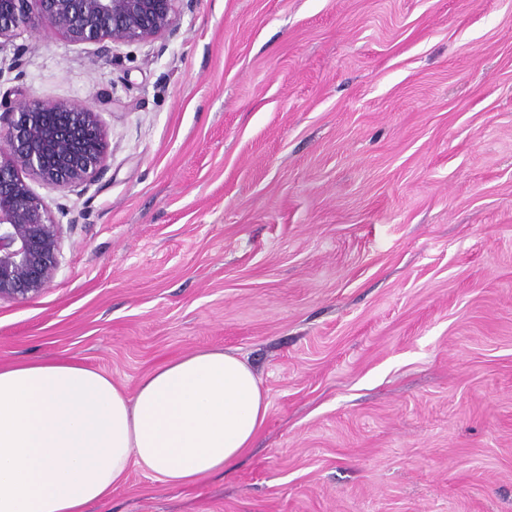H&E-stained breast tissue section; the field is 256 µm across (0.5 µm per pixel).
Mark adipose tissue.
Returning <instances> with one entry per match:
<instances>
[{"instance_id":"obj_1","label":"adipose tissue","mask_w":512,"mask_h":512,"mask_svg":"<svg viewBox=\"0 0 512 512\" xmlns=\"http://www.w3.org/2000/svg\"><path fill=\"white\" fill-rule=\"evenodd\" d=\"M269 410L221 348L165 360L135 391L77 361L0 367V512H85L136 468L180 487L233 468Z\"/></svg>"}]
</instances>
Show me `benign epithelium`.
<instances>
[{
	"label": "benign epithelium",
	"mask_w": 512,
	"mask_h": 512,
	"mask_svg": "<svg viewBox=\"0 0 512 512\" xmlns=\"http://www.w3.org/2000/svg\"><path fill=\"white\" fill-rule=\"evenodd\" d=\"M185 0H0V51L34 20L76 44L114 48L173 36ZM0 301L28 300L51 287L64 234L27 179L52 190L83 189L109 167L100 115L81 100L31 96L0 121Z\"/></svg>",
	"instance_id": "obj_1"
}]
</instances>
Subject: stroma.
I'll return each instance as SVG.
<instances>
[{"label":"stroma","mask_w":512,"mask_h":512,"mask_svg":"<svg viewBox=\"0 0 512 512\" xmlns=\"http://www.w3.org/2000/svg\"><path fill=\"white\" fill-rule=\"evenodd\" d=\"M19 90L99 112L109 168L0 302V366L134 391L221 347L270 406L231 471L87 512H512V0H190L111 59L27 26Z\"/></svg>","instance_id":"35a3bbf8"}]
</instances>
